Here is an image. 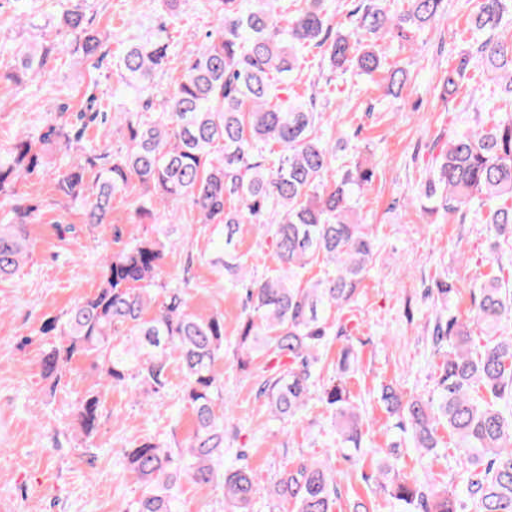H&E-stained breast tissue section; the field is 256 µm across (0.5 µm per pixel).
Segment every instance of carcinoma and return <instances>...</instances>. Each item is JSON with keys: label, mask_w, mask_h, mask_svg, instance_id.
Listing matches in <instances>:
<instances>
[{"label": "carcinoma", "mask_w": 512, "mask_h": 512, "mask_svg": "<svg viewBox=\"0 0 512 512\" xmlns=\"http://www.w3.org/2000/svg\"><path fill=\"white\" fill-rule=\"evenodd\" d=\"M393 14L384 0H358L347 14L349 30L333 23L326 0H304L293 16L279 15L274 0H209L218 27L186 60L174 92L154 103V79L173 53L169 23L161 21L145 42L128 46L116 63L118 82L142 94L143 118L124 113L109 136L124 141L118 153L81 144L74 127L51 117L39 135L24 132L0 151V199L9 204L0 224V278L14 275L29 258L27 226L38 207L15 198L13 186L46 168L54 156L84 152V161L58 169L56 192L80 204L83 221L109 223L112 202L127 199L136 224L152 233L104 256L95 292L74 304L67 319H49L43 332L60 337L43 353L44 378L58 383L73 358L94 359L99 382L75 408V421L87 438L99 429L105 392L128 388L150 396L169 384L171 360L179 363L182 392L194 422L184 448L173 451L151 438L124 450L128 470L143 486L128 512H177L174 489L182 478L201 488L222 486L233 512H248L255 493L243 465L224 463V417L216 409L220 388L215 362L224 355V317L189 310L183 286L161 282L169 228L222 224L231 241L236 226L253 224L271 238L274 268L247 274L241 256L224 270L245 291L238 328L237 366L256 371L257 395L267 401L273 420L292 422L306 406L322 365V350L333 337L347 335L345 310L356 303L369 266L378 256L370 225L357 212L361 193L372 184L375 166L357 158L336 165V147L321 127L317 95L293 92L303 76V50L319 49L330 72L344 78L374 79L383 74L386 95L399 98L409 70L388 62L387 41L408 42L447 9V0H406ZM512 0H479L470 17V44L458 52L438 83V97L458 94L476 60L494 74L500 104L476 124L448 135L433 159L421 193L422 210L486 213L484 229L494 252L512 251ZM77 6L60 26L75 34L72 54L88 74L105 53L103 34ZM56 45L50 40L20 48L17 66L0 72L20 84L45 73ZM107 110L90 95L77 119L107 123ZM97 168L95 189L86 176ZM315 264L323 275L304 279ZM496 268L472 292L467 320L448 313L456 292L447 277L434 280L436 311L431 340L440 357L433 394L405 398L389 384L380 400L399 419L414 447L433 453L439 428L448 429L464 471L462 487L436 488L416 478L397 477L384 486L401 512H512V265L495 258ZM486 334L479 353L474 330ZM264 356L276 365L258 367ZM356 362L344 347L336 375L322 388L321 400L336 416L338 447L360 451L363 422L349 402L343 377ZM378 471L387 475L399 444L374 448ZM272 492L293 502L297 512H334L339 498L336 473L317 462L286 469Z\"/></svg>", "instance_id": "carcinoma-1"}]
</instances>
